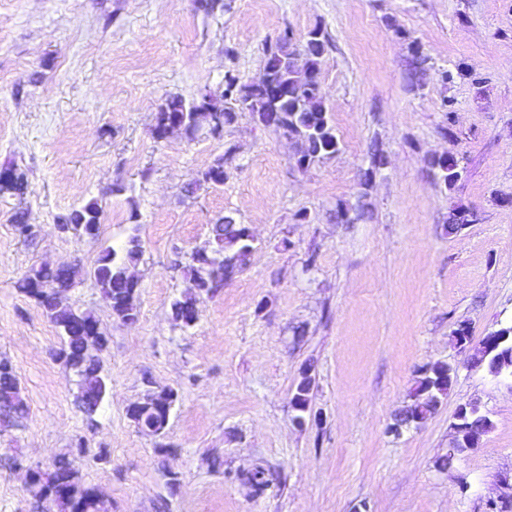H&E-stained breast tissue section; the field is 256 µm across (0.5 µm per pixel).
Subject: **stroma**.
<instances>
[{
    "mask_svg": "<svg viewBox=\"0 0 512 512\" xmlns=\"http://www.w3.org/2000/svg\"><path fill=\"white\" fill-rule=\"evenodd\" d=\"M317 26L331 39L319 80L335 156L299 169L292 141L247 112L220 136L153 138L169 95L216 90L228 73L256 80L280 36L299 44ZM416 51L427 58L418 89L406 74ZM229 150L223 185L186 196ZM434 155L456 160L454 185L433 174ZM7 161L25 188L0 192V359L28 417L0 426V512L32 508L2 458L47 467L79 445L81 481L110 512H501L512 383L473 358L512 324V0H0ZM92 198L98 240L60 234L57 216ZM358 205L370 220L337 221ZM460 209L473 220L449 233ZM20 214L33 237L17 231ZM222 215L249 227L253 253L201 298L193 327L175 326L180 264ZM133 232L138 316L123 322L87 271ZM77 262L85 274L67 301L108 338L93 428L54 356L57 328L18 288L31 266ZM438 363L452 373L437 411L389 433ZM306 368L315 384L300 426L292 397ZM148 378L178 393L161 438L127 415ZM474 401L492 428L442 471L454 416ZM258 468L273 478L263 490Z\"/></svg>",
    "mask_w": 512,
    "mask_h": 512,
    "instance_id": "obj_1",
    "label": "stroma"
}]
</instances>
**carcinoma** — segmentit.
Returning <instances> with one entry per match:
<instances>
[{
  "instance_id": "carcinoma-1",
  "label": "carcinoma",
  "mask_w": 512,
  "mask_h": 512,
  "mask_svg": "<svg viewBox=\"0 0 512 512\" xmlns=\"http://www.w3.org/2000/svg\"><path fill=\"white\" fill-rule=\"evenodd\" d=\"M330 47L328 34L320 27L309 31L305 42L296 47L284 36L269 54L265 65L266 81L243 82L228 74L220 92H205L186 99L171 95L159 107L153 128L154 137L166 138L173 127H178L192 137L202 129H213L215 121L230 124L238 112H248L263 126L294 141L296 164L304 167L332 156L339 150V141L321 93L318 79L321 60ZM232 151L217 159L208 168L195 174L185 187L191 196L203 188L224 184V159L231 158ZM430 167L438 171L443 182L452 185L459 177L456 162L444 157L434 158ZM101 208L95 200H89L77 209L56 218L60 232L80 238L95 240L99 236ZM253 251L249 228L237 224L229 217L219 219L213 227V245L209 249L191 252L183 269L188 279V289L170 304L171 319L180 325L182 320L198 313V301L202 295H213L243 269ZM143 254L140 239L128 237L120 249L105 247L101 250L90 277L110 302L112 315L121 320H135L138 316V280L130 273ZM80 276L78 266L62 270L45 265L31 267L20 280L18 288L35 298L50 320L60 328L63 336L61 347L55 356L72 368L76 375L77 400L88 420L98 410L92 399L106 392V376L103 374L101 355L107 348L108 339L98 327L95 317L79 311L63 302V297L76 284ZM96 342L98 348L90 352L88 345ZM451 383V368L438 365L424 377L418 391L431 390L438 398L447 395ZM313 379L305 377L296 386L294 398L299 404H311ZM173 388L149 389L138 404L141 408L129 414L135 427L143 434L155 427L165 429L168 421L163 406L177 400ZM20 422L28 414V407L21 395L16 371L7 360L0 359V413ZM407 420L404 424L393 423L389 431L400 434L404 426L418 425L432 413V407L415 398L404 408ZM62 470L73 472V482L66 492L52 490L44 494L41 502L53 503L59 512H107L104 500L95 496V490L85 486L74 467L70 455L56 459Z\"/></svg>"
}]
</instances>
